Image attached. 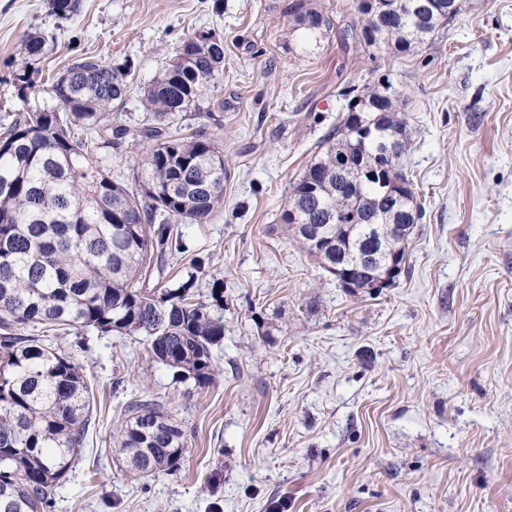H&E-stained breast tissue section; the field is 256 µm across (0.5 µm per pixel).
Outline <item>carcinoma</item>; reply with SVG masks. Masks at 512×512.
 Instances as JSON below:
<instances>
[{"instance_id":"obj_1","label":"carcinoma","mask_w":512,"mask_h":512,"mask_svg":"<svg viewBox=\"0 0 512 512\" xmlns=\"http://www.w3.org/2000/svg\"><path fill=\"white\" fill-rule=\"evenodd\" d=\"M419 20L409 0H372L361 20L356 49L374 40L408 53L448 22V0ZM68 19L78 0H50ZM291 13L316 33L327 19L296 0ZM51 50L44 35L21 44L23 64ZM224 68V37L204 46L184 40L173 64L145 89L152 115L130 126L120 112L130 67L79 56L52 81L59 109L18 112L0 132V512H47L93 425L92 388L80 365L47 342L76 335L138 336L152 360L194 389L217 375L214 355L224 343V279L208 280V261L194 253L183 224H206L224 205V152L201 127L184 135L169 117L210 114L211 93ZM356 100L318 144L304 172L288 186L286 208L270 233L285 232L327 272L336 243L355 239L371 215L369 202L351 194L347 179L384 194L392 179L410 182L397 150V171L372 180L362 163L377 155L380 135L405 132L401 98L390 82L352 88ZM140 153L131 183L112 179L104 165L112 151ZM348 155L347 175L336 174ZM399 213L385 210L375 224L407 256L408 234ZM306 224H325L317 241ZM114 437L135 474H176L188 448L185 422L162 400L130 393Z\"/></svg>"}]
</instances>
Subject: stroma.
Returning a JSON list of instances; mask_svg holds the SVG:
<instances>
[{
  "instance_id": "1",
  "label": "stroma",
  "mask_w": 512,
  "mask_h": 512,
  "mask_svg": "<svg viewBox=\"0 0 512 512\" xmlns=\"http://www.w3.org/2000/svg\"><path fill=\"white\" fill-rule=\"evenodd\" d=\"M291 2L80 0L60 20L48 0H0L1 123L56 108L52 78L92 56L130 65L122 116L138 125L144 88L182 41L224 37L207 120L224 207L182 227L224 277L219 374L189 393L138 338H54L82 366L96 422L50 512H273L281 499L288 512H512V0H466L409 55L343 49L359 0H311L329 26L310 38ZM38 32L54 49L25 94L17 48ZM384 79L401 95L424 215L396 284L351 294L265 228L343 117L339 89ZM120 378L190 428L177 474L125 472Z\"/></svg>"
}]
</instances>
